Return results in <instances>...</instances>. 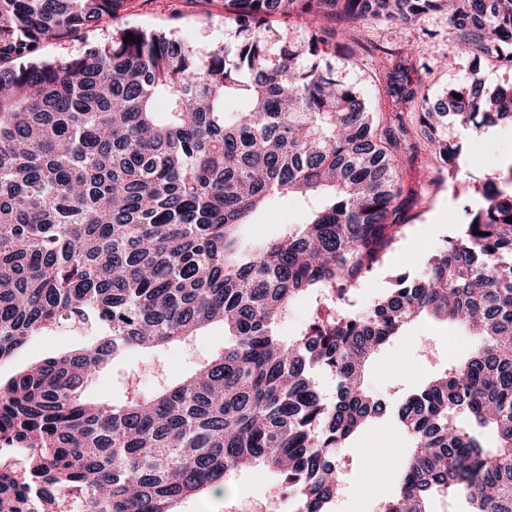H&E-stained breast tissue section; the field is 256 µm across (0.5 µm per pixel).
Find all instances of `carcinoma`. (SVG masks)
<instances>
[{"label": "carcinoma", "instance_id": "cac0c4a2", "mask_svg": "<svg viewBox=\"0 0 512 512\" xmlns=\"http://www.w3.org/2000/svg\"><path fill=\"white\" fill-rule=\"evenodd\" d=\"M126 2L0 0V364L47 329L90 337L0 380V512H177L256 467L293 512H333L339 449L391 413L411 446L378 512H433L439 496L512 512V161L419 272L366 310L351 301L405 227L400 108L421 99L419 141L451 177L450 127L512 124V81L490 91L482 76L512 71V0H224L231 52L123 28L39 56ZM434 13L474 61L441 100L418 97L408 51L374 73L387 112L328 64L367 20ZM276 195L307 202L303 219L244 245ZM312 296L306 327L281 336ZM419 320L475 343L392 407L367 376ZM215 324L224 352L180 382L158 358L151 395L89 399L114 359ZM314 311L313 302L301 298L295 302L288 313V319L279 327L282 336H295L309 321Z\"/></svg>", "mask_w": 512, "mask_h": 512}]
</instances>
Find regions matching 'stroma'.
I'll return each mask as SVG.
<instances>
[{
    "label": "stroma",
    "instance_id": "1",
    "mask_svg": "<svg viewBox=\"0 0 512 512\" xmlns=\"http://www.w3.org/2000/svg\"><path fill=\"white\" fill-rule=\"evenodd\" d=\"M116 27L172 31L200 49L229 42L224 32V0H128L125 11L114 24H99L70 38L47 40L41 53L47 58L79 55L88 45L108 42ZM361 41L363 46L356 53L341 49L332 64L337 75L355 86L370 104L378 97L373 74L379 63L380 48L395 49L402 42H409L414 56L424 65L421 90L432 99L440 97L446 88L465 82L473 66L471 56L457 50L453 30L447 17L441 14L427 17L413 26L369 22L362 31ZM453 133L463 143L467 155H481L482 163L470 161L464 178L452 180L439 177L426 157H418L413 163L402 162V177L407 185L417 190L418 199L412 202L407 227L384 264L358 288L357 306H369L391 287L397 272L420 270L431 250L453 235L452 218L473 199L474 183L483 180L503 157L512 155L511 125L504 124L485 133L457 127ZM301 211V203L294 198H273L264 211L254 216L247 233L254 239L274 236L285 225L297 221ZM79 341L78 335L61 327L36 337L20 348L9 363L0 365V377L9 378L34 362L70 349ZM470 345L471 339L464 330L452 335L444 327L415 325L406 336L383 351L370 386L379 394L397 384L413 386L429 374L431 362L464 357ZM425 347L433 351L428 362L419 357ZM223 348V330L208 329L196 337L191 346H175L165 351L166 372L169 377H180L202 356ZM152 358V352L141 351L117 360L111 371L97 378L95 393L121 396L125 378L131 374L141 394H150L154 389V378L149 370ZM409 446L406 435L385 420L376 422L350 441L344 450L345 492L337 500L335 512H376L377 502L394 491L404 452ZM231 486L229 501H220L209 492L182 503L180 512H225L230 501L240 506L242 512H290L287 496L278 491L273 476L267 472L241 471L235 475Z\"/></svg>",
    "mask_w": 512,
    "mask_h": 512
}]
</instances>
